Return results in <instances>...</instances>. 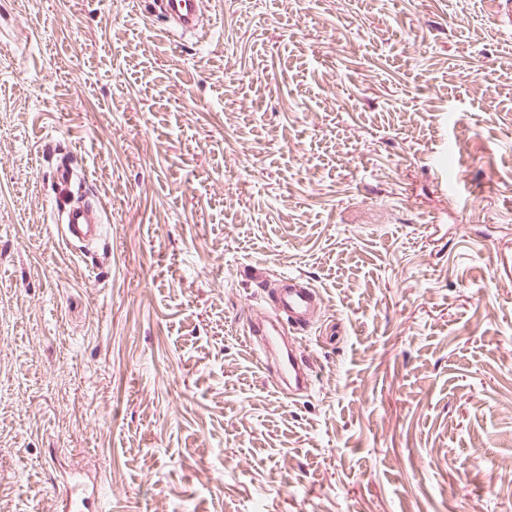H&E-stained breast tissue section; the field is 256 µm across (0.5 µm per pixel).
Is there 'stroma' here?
<instances>
[{
  "label": "stroma",
  "mask_w": 512,
  "mask_h": 512,
  "mask_svg": "<svg viewBox=\"0 0 512 512\" xmlns=\"http://www.w3.org/2000/svg\"><path fill=\"white\" fill-rule=\"evenodd\" d=\"M498 10L209 0L177 47L140 0H0V512H60L74 460L111 512H512ZM260 269L321 295L293 400L244 337ZM99 203L87 195L81 201L63 199L57 203L55 218L62 244L67 248H85L100 240L102 228L89 218Z\"/></svg>",
  "instance_id": "stroma-1"
}]
</instances>
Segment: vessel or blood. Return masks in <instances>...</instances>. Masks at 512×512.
<instances>
[{
	"mask_svg": "<svg viewBox=\"0 0 512 512\" xmlns=\"http://www.w3.org/2000/svg\"><path fill=\"white\" fill-rule=\"evenodd\" d=\"M150 7L168 21L165 30L169 38H182L195 33L203 11V0H151ZM98 206L93 196L83 200H62L55 208L60 239L66 247L86 248L100 240L102 228L89 214ZM317 297L311 282L301 274L279 279L272 291V305L277 315L283 316L297 331L307 330L310 312ZM248 334L259 337L256 352L258 363L275 372V385L284 395H294L306 386L305 374L309 356L300 348L282 339L278 325L265 316L248 320ZM62 512H83L87 498L82 483L75 477L62 478Z\"/></svg>",
	"mask_w": 512,
	"mask_h": 512,
	"instance_id": "b4317fda",
	"label": "vessel or blood"
}]
</instances>
